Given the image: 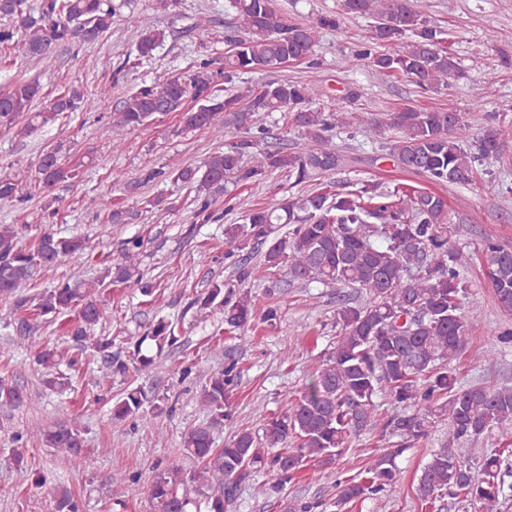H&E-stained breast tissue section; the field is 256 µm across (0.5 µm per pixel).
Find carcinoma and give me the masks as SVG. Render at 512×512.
Returning a JSON list of instances; mask_svg holds the SVG:
<instances>
[{"mask_svg":"<svg viewBox=\"0 0 512 512\" xmlns=\"http://www.w3.org/2000/svg\"><path fill=\"white\" fill-rule=\"evenodd\" d=\"M245 37L228 39L222 69L203 60L181 76L145 84L128 95L112 115V147H120L131 131L159 115L178 112L185 130H202L222 141L224 128L240 135L210 154L199 165L174 171L148 170L143 181L173 178L206 194L224 190V183L249 185L265 180L277 170L288 172L295 183H315L310 193L282 199L271 206L255 207L238 202L242 222L224 225L226 254L243 253L235 283L215 282L191 305L208 309L224 307V333L233 335L249 328L255 319L274 324L280 307L257 311L249 291L254 268L248 259L258 257L268 271L288 267L294 281L326 287L351 288L367 295L357 302L349 294L336 296V344L321 369L287 411L265 418L262 433H236L214 447L209 426H197L185 435L184 452L198 468L189 473L177 465L158 472L150 484L153 512H191V492L218 488L207 496V512H224L243 483L263 470L281 482L313 460L322 467L336 462L349 449L350 439L364 430H389L400 441L372 460L363 476L339 487L336 505L342 506L368 494L394 487L399 469L396 459L428 437L430 425L448 418V444L431 455L417 480L416 496L430 507L450 497L479 509L500 512L509 471L503 452L484 456L480 473L474 474L456 448L477 441L495 427L512 429V386H460L454 361L461 354L474 325L462 304L469 294L463 275L466 257L449 244L453 220L448 202L439 195L405 184L392 187L361 181L352 188L331 189L324 177L348 169L354 158L332 145L334 133L347 126L344 107L322 103V88L312 82H270L257 89L214 95V77L227 81L255 70L277 69L289 60L314 63L321 30L336 28L339 19L318 15L290 20L274 0H229ZM347 14L372 20L367 40L356 58L377 71L399 74L420 90L448 86L460 75V65L442 32L430 24L417 0H343ZM115 9L111 0H41L32 10L26 0H0V46L29 58L41 57L53 44L89 43L112 27ZM140 30L138 53L153 56L164 33L148 17L132 16ZM392 45L394 50L383 47ZM42 88L35 81L17 82L0 93V127L20 126L28 135L73 112L83 100L77 91L49 101L42 109L35 103ZM286 112L301 137L302 147L288 152L263 148L268 138V119ZM371 141L389 137L390 157L397 167L423 176L436 185H468L476 165L502 164L512 130L487 126L476 140V151L466 148L468 125L458 112H440L407 106L383 117L357 118ZM39 183L50 188L74 177L54 151L40 156ZM32 198V190L18 180L0 177V201ZM143 243L130 238L123 244L119 261L95 280H67L39 296L37 314L57 318L74 313L69 337L77 352L70 356L44 346L36 363L45 370L43 385L51 390L68 385L61 366L78 359L101 361L113 374L124 375L134 367L144 375L155 366L152 350L162 351L177 336L168 322L158 321L136 340L129 359L112 353V339L96 335L105 318L102 295L108 288L128 283L141 285L143 293L154 289L142 283L140 255ZM86 249L80 237L51 232L33 244L20 243L12 224L0 225V298L13 311L29 303L28 290L37 275ZM484 268L499 306L512 313V249L491 240L483 247ZM237 379L235 364L207 376L198 391L199 403L221 422L229 415ZM385 393L399 404H413L412 413L388 419L378 416L373 398ZM167 400L148 396L135 388L112 408L115 419L142 417L145 404ZM31 404L21 385L0 379V406L19 408ZM43 442L64 457L78 458L85 447L84 430L73 417L41 433ZM52 512H80L78 502L65 488L53 497Z\"/></svg>","mask_w":512,"mask_h":512,"instance_id":"obj_1","label":"carcinoma"}]
</instances>
